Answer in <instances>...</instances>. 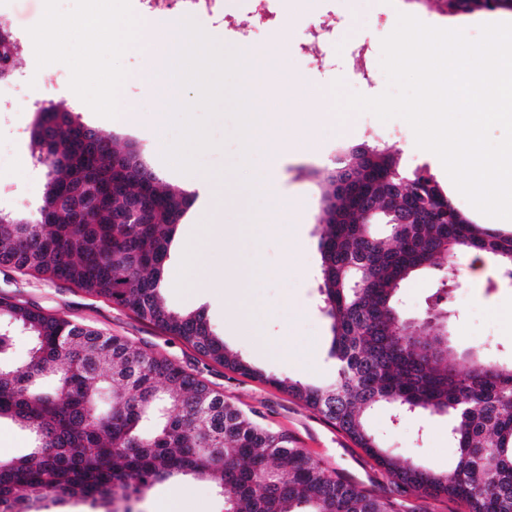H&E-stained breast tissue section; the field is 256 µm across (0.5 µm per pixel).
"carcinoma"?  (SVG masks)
I'll return each instance as SVG.
<instances>
[{"mask_svg": "<svg viewBox=\"0 0 512 512\" xmlns=\"http://www.w3.org/2000/svg\"><path fill=\"white\" fill-rule=\"evenodd\" d=\"M436 2L447 14L495 12L512 0ZM18 47L0 28V79ZM31 156L47 169L34 215L0 208V266L104 298L243 376L268 382L347 434L412 494L444 495L467 512H512V362L479 347L449 353L454 316L438 307L454 287L451 264L485 255L512 277V234L473 224L425 169L400 150L362 144L326 189L320 240L322 312L331 321L336 376L325 384L277 377L228 349L200 310L181 313L162 289L176 226L195 195L166 188L132 147L51 101L36 108ZM110 188L103 200L97 185ZM393 230L368 236L366 223ZM446 269L435 302L414 322L398 307L413 274ZM29 338L13 359L14 337ZM384 405L396 421L445 416L456 464L441 472L398 458L364 414ZM28 433L30 450L0 459V512L39 500L113 505L178 475L215 479L224 512H402L224 400L164 354L0 296V420Z\"/></svg>", "mask_w": 512, "mask_h": 512, "instance_id": "cac0c4a2", "label": "carcinoma"}]
</instances>
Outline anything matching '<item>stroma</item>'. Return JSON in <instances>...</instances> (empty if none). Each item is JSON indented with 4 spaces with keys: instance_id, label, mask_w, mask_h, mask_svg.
Returning <instances> with one entry per match:
<instances>
[{
    "instance_id": "1",
    "label": "stroma",
    "mask_w": 512,
    "mask_h": 512,
    "mask_svg": "<svg viewBox=\"0 0 512 512\" xmlns=\"http://www.w3.org/2000/svg\"><path fill=\"white\" fill-rule=\"evenodd\" d=\"M416 16L422 22L446 27L455 24L469 37H476L481 24L505 19L502 11H477L448 16L437 7H423L416 0H372L361 13L351 11L346 0H319L315 11L295 18L294 35L283 46L284 78L261 91L264 98L276 99L283 112H315L317 96L332 93L336 80L344 89L368 97L383 93L388 80L381 68V40L397 24L399 14ZM335 24V38L326 49L327 63L313 68L310 58L317 49L304 40L310 26ZM29 50H21L16 59V75L27 90L16 111L0 115V207L29 211L39 203L46 182L45 169L27 165L31 156L29 129L35 119L38 102L52 100L76 112L81 121L116 137L118 144L135 145L160 183L192 188L193 176L167 166L162 150L173 133L170 128L150 131L151 115L164 107V97L149 92L139 80L148 59L133 49L124 53L121 64L128 73L122 88L126 111L136 113L142 125L132 128L121 123L103 121L77 96L68 95L65 86L69 69L59 70V80L49 84L45 77L30 68ZM305 78L313 82L314 91L294 87L293 81ZM214 141L199 161L211 174L233 182L236 193L227 203L220 224H233L240 231L239 248L234 265L224 262V241L214 237L198 252L194 262H187L181 249L183 241L195 239L199 231L193 214H185L177 228L165 277L164 297L177 311H205L206 316L225 344L251 364L269 374L308 382H326L336 373V361L330 358L332 332L329 320L320 311L321 282L319 222L325 190V177L338 157L361 143L380 144L400 150L407 170L427 168L440 186L447 187L448 174L439 158L428 151L414 150V133L402 119L381 122L372 113H350L337 118L333 127L319 137L311 152L288 158L280 168L282 184L289 194L304 201L305 220L295 228L280 225L277 230L257 235L250 225L255 216L267 210L264 199L254 198L234 168L242 160V146L235 136L232 118L222 115L210 124ZM296 234L304 258L302 269L289 266L287 239ZM204 268L216 279L225 281L223 294H211L194 287L197 269ZM483 276L462 282L448 296L447 307L457 317L456 353L474 345L496 361H512V330L504 326L502 313L512 306V282L503 279L491 260L482 263ZM43 309L74 322L87 324L104 332L126 337L132 343L166 355L187 371L207 380L223 393L226 401L245 411L255 412L259 420L292 435L300 448L342 473L359 486L381 495H396L393 478L379 467L363 449L316 411L279 388L232 373L194 351L182 340L161 332L137 319L111 302L95 298L63 282H47L0 266V294ZM252 311L263 335L267 350H260L255 336L234 329L233 317L238 309ZM371 429L401 459L445 471L453 467L456 456L448 440V420L432 417L424 422L409 420L391 424L386 409L378 408L368 416ZM180 498L185 512H224V501L211 482L182 477L155 484L144 500L134 503L133 512H165L172 498Z\"/></svg>"
}]
</instances>
